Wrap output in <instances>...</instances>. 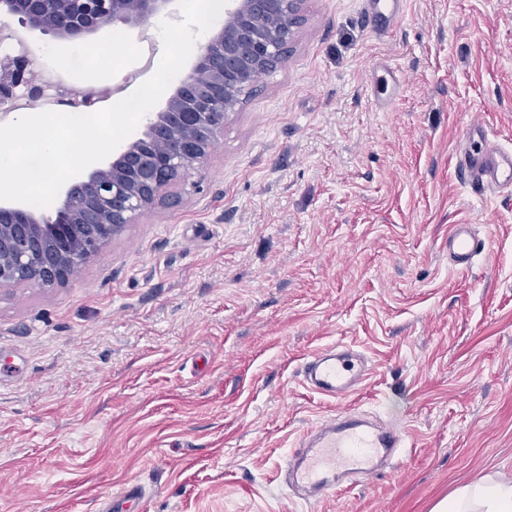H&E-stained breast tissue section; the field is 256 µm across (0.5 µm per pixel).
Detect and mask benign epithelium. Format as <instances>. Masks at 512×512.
<instances>
[{
	"mask_svg": "<svg viewBox=\"0 0 512 512\" xmlns=\"http://www.w3.org/2000/svg\"><path fill=\"white\" fill-rule=\"evenodd\" d=\"M172 0H0V13L63 40L114 24H139ZM306 0H228L224 23L197 53L191 72L159 112L147 113L141 136L112 152L106 165L69 185L55 219L0 203V287L63 284L146 210L169 184L207 159L251 75L289 42ZM39 92L32 63L15 60L0 96Z\"/></svg>",
	"mask_w": 512,
	"mask_h": 512,
	"instance_id": "benign-epithelium-1",
	"label": "benign epithelium"
}]
</instances>
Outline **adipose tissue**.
Listing matches in <instances>:
<instances>
[{"instance_id":"adipose-tissue-1","label":"adipose tissue","mask_w":512,"mask_h":512,"mask_svg":"<svg viewBox=\"0 0 512 512\" xmlns=\"http://www.w3.org/2000/svg\"><path fill=\"white\" fill-rule=\"evenodd\" d=\"M430 512H512V479L485 476L456 488Z\"/></svg>"}]
</instances>
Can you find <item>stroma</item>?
Wrapping results in <instances>:
<instances>
[{
    "mask_svg": "<svg viewBox=\"0 0 512 512\" xmlns=\"http://www.w3.org/2000/svg\"><path fill=\"white\" fill-rule=\"evenodd\" d=\"M364 8L307 0L168 200L65 284L0 288V512H101L130 479L132 512H430L512 477V192L457 169L474 121L512 148V0H402L381 35ZM141 32L85 36L74 82L119 80L97 50L134 66ZM453 224L487 241L471 270ZM336 345L371 365L350 407L410 446L308 505L281 467L336 412L302 376ZM486 251V241L479 237L472 224H453L448 231V258L450 265L470 270Z\"/></svg>",
    "mask_w": 512,
    "mask_h": 512,
    "instance_id": "stroma-1",
    "label": "stroma"
}]
</instances>
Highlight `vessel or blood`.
<instances>
[{"instance_id": "vessel-or-blood-1", "label": "vessel or blood", "mask_w": 512, "mask_h": 512, "mask_svg": "<svg viewBox=\"0 0 512 512\" xmlns=\"http://www.w3.org/2000/svg\"><path fill=\"white\" fill-rule=\"evenodd\" d=\"M366 2V15L374 31L387 30L401 14V0ZM464 139L469 146L458 157L464 186L512 188V149L490 145L486 127L479 122L468 127ZM485 251L486 241L472 225L451 226L448 258L452 267L472 269ZM369 371L370 366L360 353L334 346L311 356L304 379L319 395L342 403L355 393ZM408 445L405 431L358 420L342 410L308 433L287 456L283 469L295 494L315 504L335 493L350 475L377 473L383 462Z\"/></svg>"}]
</instances>
